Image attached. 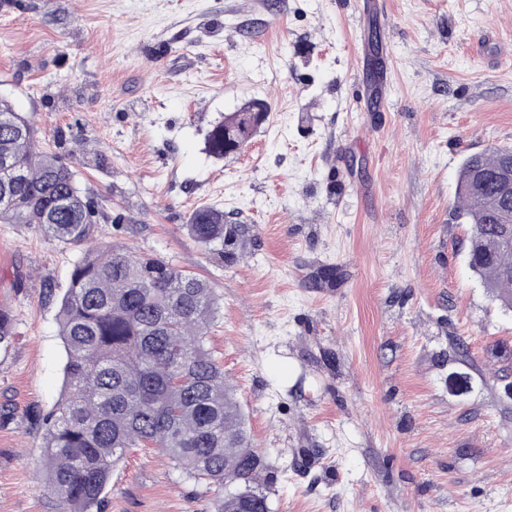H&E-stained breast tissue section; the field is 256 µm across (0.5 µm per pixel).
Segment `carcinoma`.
Returning a JSON list of instances; mask_svg holds the SVG:
<instances>
[{"label": "carcinoma", "instance_id": "1", "mask_svg": "<svg viewBox=\"0 0 512 512\" xmlns=\"http://www.w3.org/2000/svg\"><path fill=\"white\" fill-rule=\"evenodd\" d=\"M244 103L206 136L224 158V129L246 147L257 135ZM33 122L0 96V223L28 224L47 240L82 248L58 311L67 361L64 394L44 418L42 473L59 512H102L114 467L134 448H158L188 479L225 490L214 512H270L253 487L263 459L250 446L245 418L224 368L206 348L217 313L209 284L173 264L123 248L89 245L93 212L74 172L34 149ZM500 150L471 153L458 173L457 217L469 225L468 263L485 288L512 308V249L487 252L488 237L512 205L494 210ZM189 236L234 254L246 235L224 211L190 215ZM12 319L0 309V349L11 344Z\"/></svg>", "mask_w": 512, "mask_h": 512}]
</instances>
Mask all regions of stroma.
<instances>
[{
  "label": "stroma",
  "instance_id": "stroma-1",
  "mask_svg": "<svg viewBox=\"0 0 512 512\" xmlns=\"http://www.w3.org/2000/svg\"><path fill=\"white\" fill-rule=\"evenodd\" d=\"M72 165L96 242L209 282L271 512H512V310L453 217L467 154L512 147V0H0V96ZM251 99L241 153L206 134ZM249 227L225 262L193 209ZM78 249L0 223V512H58L36 469L61 398ZM159 450L103 512H213Z\"/></svg>",
  "mask_w": 512,
  "mask_h": 512
}]
</instances>
